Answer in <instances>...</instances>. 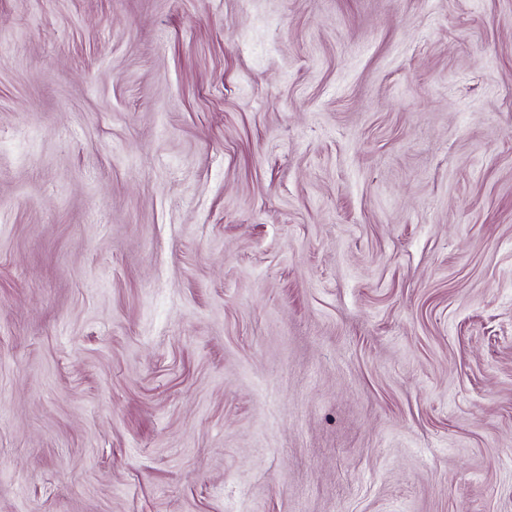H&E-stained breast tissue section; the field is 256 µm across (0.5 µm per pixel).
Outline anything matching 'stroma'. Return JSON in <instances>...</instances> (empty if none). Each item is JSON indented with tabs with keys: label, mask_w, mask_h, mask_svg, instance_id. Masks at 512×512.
I'll use <instances>...</instances> for the list:
<instances>
[{
	"label": "stroma",
	"mask_w": 512,
	"mask_h": 512,
	"mask_svg": "<svg viewBox=\"0 0 512 512\" xmlns=\"http://www.w3.org/2000/svg\"><path fill=\"white\" fill-rule=\"evenodd\" d=\"M0 512H512V0H0Z\"/></svg>",
	"instance_id": "35a3bbf8"
}]
</instances>
